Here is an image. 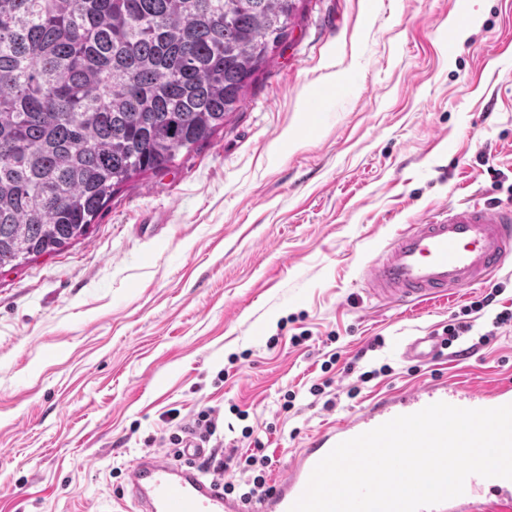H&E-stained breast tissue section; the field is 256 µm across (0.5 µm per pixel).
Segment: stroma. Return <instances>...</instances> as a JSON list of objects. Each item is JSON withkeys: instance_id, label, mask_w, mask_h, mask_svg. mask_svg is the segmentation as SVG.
Returning a JSON list of instances; mask_svg holds the SVG:
<instances>
[{"instance_id": "1", "label": "stroma", "mask_w": 512, "mask_h": 512, "mask_svg": "<svg viewBox=\"0 0 512 512\" xmlns=\"http://www.w3.org/2000/svg\"><path fill=\"white\" fill-rule=\"evenodd\" d=\"M473 195L512 205V0H305L222 130L115 190L90 240L0 272V512H127L172 409L253 427L280 468L373 397L512 381V329L402 355L493 288L475 333L512 310V258L411 311L362 286L397 226ZM329 359L332 410L308 392ZM352 365L390 371L352 397ZM436 351L437 344L433 336H415L404 348L407 357L420 361L432 359Z\"/></svg>"}]
</instances>
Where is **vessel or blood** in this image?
I'll return each mask as SVG.
<instances>
[{
    "mask_svg": "<svg viewBox=\"0 0 512 512\" xmlns=\"http://www.w3.org/2000/svg\"><path fill=\"white\" fill-rule=\"evenodd\" d=\"M511 256L512 206L476 199L421 214L398 230L369 261L364 285L377 300L411 309L485 282ZM436 351L431 336L413 337L404 348L407 357L420 361ZM436 402L468 409L512 404V383L472 387L433 379L378 396L309 437L256 501L226 493L222 481L204 477L194 465L154 454L132 463L127 493L135 512H289L315 465L338 443ZM431 512H512V480L470 475L462 495Z\"/></svg>",
    "mask_w": 512,
    "mask_h": 512,
    "instance_id": "1",
    "label": "vessel or blood"
}]
</instances>
